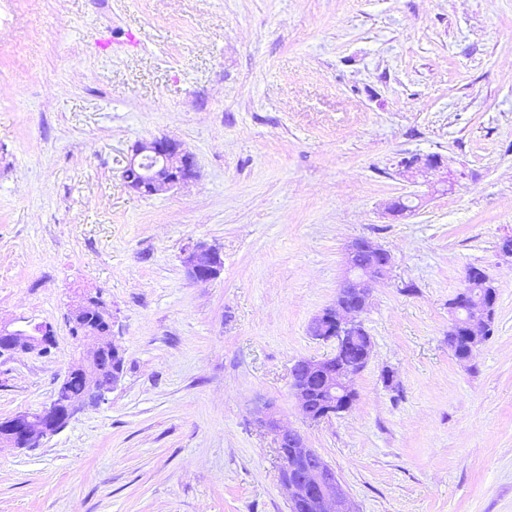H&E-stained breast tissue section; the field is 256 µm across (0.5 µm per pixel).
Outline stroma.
Returning <instances> with one entry per match:
<instances>
[{
  "instance_id": "stroma-1",
  "label": "stroma",
  "mask_w": 512,
  "mask_h": 512,
  "mask_svg": "<svg viewBox=\"0 0 512 512\" xmlns=\"http://www.w3.org/2000/svg\"><path fill=\"white\" fill-rule=\"evenodd\" d=\"M166 136L198 176L122 178ZM437 153L440 182L399 157ZM417 208L401 218L395 197ZM512 0H0V418L49 404L66 316L101 291L125 370L33 451L0 450V512H291L268 418L335 470L352 512H512ZM390 252L360 319L357 400L309 421L291 369L349 243ZM218 249L206 283L181 262ZM497 289L470 360L448 346L468 267ZM182 264L188 276L196 282H208L220 273L222 261L219 253L204 242L186 247ZM56 338L51 326L26 318L10 322L0 321V353L45 354L54 347Z\"/></svg>"
}]
</instances>
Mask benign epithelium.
<instances>
[{
    "mask_svg": "<svg viewBox=\"0 0 512 512\" xmlns=\"http://www.w3.org/2000/svg\"><path fill=\"white\" fill-rule=\"evenodd\" d=\"M443 165L438 154L411 153L397 161L399 174L410 179L428 178L438 172ZM139 169L141 178L127 183V187L142 196H152L163 188L184 183L196 176L193 156L181 148L180 144L166 137H154L138 141L131 149L125 169ZM361 251H368L378 258L377 266H361L354 258ZM182 264L188 276L196 282H208L220 273L222 261L219 253L204 242L186 247L182 253ZM392 259L390 253L365 239L352 242L345 253V276L336 296V304L323 309L310 323L312 334L324 341H336L333 356L319 361H302L291 370V389L308 419L306 407L307 393L297 383V373L307 368L320 383V388L328 393L325 414L319 419L346 412L355 397L351 377L362 371L368 360V351L358 353V362L349 364L345 354L352 351L359 338L366 335L359 315L365 310L370 289L368 282L383 279L390 273ZM490 282L484 271L469 267L465 271L464 287L449 302L454 312L451 331L462 333L472 340L486 334L489 321L486 315L495 309L497 293L479 292L477 288ZM101 294L88 291L81 293L70 305L68 320L73 322L90 303L98 300ZM75 350L79 358L67 370L61 385L65 386L73 376L85 381L88 394L79 399L63 398L55 395L50 404L34 411L19 412L0 420V447H38L64 429L76 413L87 408L97 407L106 401V395L120 383L116 377L110 384L99 381V356L112 348L110 336H98L91 331L73 336ZM56 338L51 326L19 318L10 322L0 321V353H36L42 355L55 346ZM267 426L276 433L278 452L281 459L280 483L288 491L289 500L314 497L319 512H350L347 495L336 476L313 448L304 444L302 436L295 430L282 429L276 420L269 419Z\"/></svg>",
    "mask_w": 512,
    "mask_h": 512,
    "instance_id": "7a95c632",
    "label": "benign epithelium"
}]
</instances>
